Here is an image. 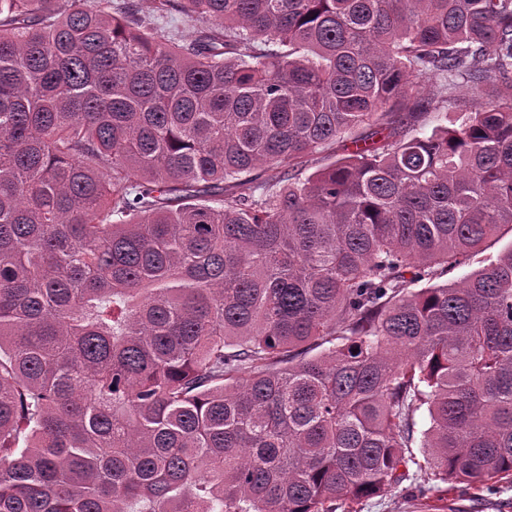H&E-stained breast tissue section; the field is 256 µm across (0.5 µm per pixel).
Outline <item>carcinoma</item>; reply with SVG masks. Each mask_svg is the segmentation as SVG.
<instances>
[{
  "label": "carcinoma",
  "instance_id": "cac0c4a2",
  "mask_svg": "<svg viewBox=\"0 0 512 512\" xmlns=\"http://www.w3.org/2000/svg\"><path fill=\"white\" fill-rule=\"evenodd\" d=\"M151 2L0 0V512L511 484L512 0ZM512 243V235L510 233L504 235L498 241H492L488 243L486 246L482 248L479 252L472 254L465 264L456 267L455 269L448 272V275L443 276L441 279L437 280L439 284H445L448 282V285L453 284L454 282L459 281L464 275L469 273L472 270L479 269L491 261L495 260L499 253L503 251L506 247L511 245Z\"/></svg>",
  "mask_w": 512,
  "mask_h": 512
}]
</instances>
